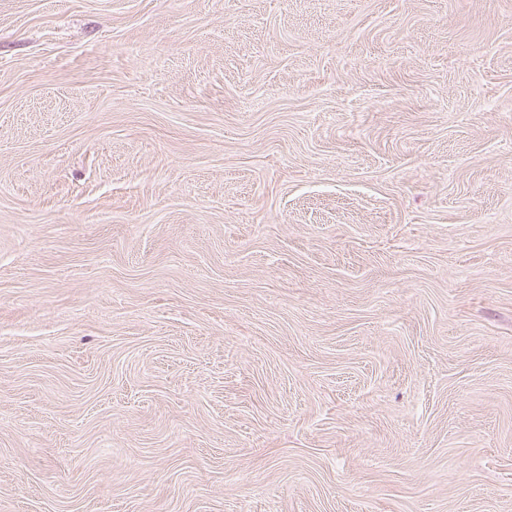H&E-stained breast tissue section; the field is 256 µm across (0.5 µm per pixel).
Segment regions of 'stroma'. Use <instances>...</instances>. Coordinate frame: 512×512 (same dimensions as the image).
Instances as JSON below:
<instances>
[{"label": "stroma", "mask_w": 512, "mask_h": 512, "mask_svg": "<svg viewBox=\"0 0 512 512\" xmlns=\"http://www.w3.org/2000/svg\"><path fill=\"white\" fill-rule=\"evenodd\" d=\"M0 512H512V0H0Z\"/></svg>", "instance_id": "35a3bbf8"}]
</instances>
